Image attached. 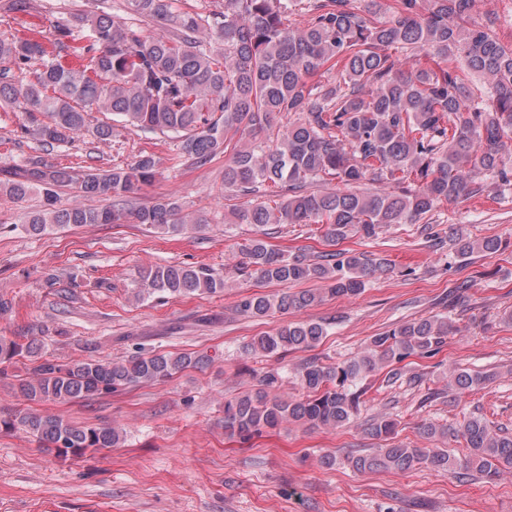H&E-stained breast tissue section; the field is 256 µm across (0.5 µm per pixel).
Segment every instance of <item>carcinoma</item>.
<instances>
[{"label": "carcinoma", "instance_id": "1", "mask_svg": "<svg viewBox=\"0 0 512 512\" xmlns=\"http://www.w3.org/2000/svg\"><path fill=\"white\" fill-rule=\"evenodd\" d=\"M130 15L168 31L154 37L100 9L50 18L38 0H7L8 29L0 35V112H23L15 136L50 151L73 144L87 130L88 110L108 112L124 126L180 138L196 166L224 152V190L248 198L231 210L232 223L248 224L246 267L265 282L316 281L317 290L247 294L235 312L251 319L286 315L330 297H356L390 266L346 250L321 260L284 257L264 239L268 224H320L330 246L350 234L370 239L395 224H417L444 203L483 196L491 185L512 186V47L484 26H467L475 0H222L209 14L172 9V0H125ZM306 16L297 26L294 16ZM334 83L313 77L326 66ZM481 75L488 99L468 84ZM288 123L273 127L276 116ZM260 132L264 141H255ZM158 161L144 153L109 169L50 164L30 156L0 172V199L31 194L40 207L24 214L31 234L85 224H146L165 233L209 224L184 213L175 199L134 207L130 196L157 175ZM320 180L342 188L309 192ZM365 181L378 185L361 190ZM110 201L105 208L58 205L59 190ZM456 254L495 253L498 238L452 233ZM224 279L209 268L179 264L150 267L139 294H220ZM453 329L444 316L408 321L371 338L356 357L334 366L305 362L303 395L276 393L278 374L224 403V434L245 437L288 422L338 428L358 412V380L420 355L432 357ZM327 333L319 322H286L253 337L243 350L279 354L305 351ZM23 346L0 337V363ZM202 363L189 355L152 354L125 362L45 358L18 383L34 404L89 400L142 383H161ZM462 393L493 379L465 370L449 373ZM20 429L44 448L81 456L116 447V427L83 426L54 414L23 410L0 422ZM394 420L382 417L365 433L385 442L370 453L346 455L354 472L407 471L417 466L467 482L495 481L512 470V434L482 417L463 419L459 433L469 453L452 458L445 448L390 442Z\"/></svg>", "mask_w": 512, "mask_h": 512}]
</instances>
